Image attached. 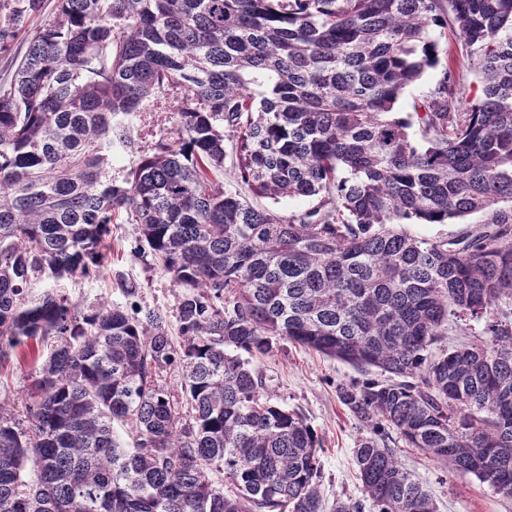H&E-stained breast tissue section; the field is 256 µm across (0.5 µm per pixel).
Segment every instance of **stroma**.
<instances>
[{
  "mask_svg": "<svg viewBox=\"0 0 512 512\" xmlns=\"http://www.w3.org/2000/svg\"><path fill=\"white\" fill-rule=\"evenodd\" d=\"M56 0H42L36 12H25L17 0H0V16L11 18L0 30V85L10 79L23 55L29 38L52 20ZM179 92L163 88L146 101L141 111L121 117L131 129V147L114 148L109 173L123 181L140 156L170 142L175 127L174 108ZM133 224H115L105 248L103 270L89 278L56 279L43 274L28 284V297L35 300L46 291H63L82 310L109 301L141 310L158 309L167 316L170 336H178L176 290L162 261L137 242ZM22 359L15 367L0 371V397L22 395L28 375L38 370L47 356L46 344L22 347ZM254 368L263 377L265 389L274 401L300 411L317 433L321 447L320 490L326 512L337 500L362 499L354 450L366 429L342 405L337 390L359 379L352 366L281 342L270 355L254 359ZM389 445L403 466L431 493L439 512H512V499L501 497L473 477H458L447 467L428 458L422 451L406 447L396 431H389Z\"/></svg>",
  "mask_w": 512,
  "mask_h": 512,
  "instance_id": "stroma-1",
  "label": "stroma"
}]
</instances>
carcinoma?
<instances>
[{
  "label": "carcinoma",
  "instance_id": "obj_1",
  "mask_svg": "<svg viewBox=\"0 0 512 512\" xmlns=\"http://www.w3.org/2000/svg\"><path fill=\"white\" fill-rule=\"evenodd\" d=\"M450 30L481 95L447 65L396 117ZM161 87L173 141L112 181L114 118ZM227 158L254 196L315 204H249L214 181ZM116 220L179 289L181 346L160 312L28 298L46 269L96 274ZM49 337L0 400V512H323L319 439L251 363L282 341L390 375L338 389L370 435L336 512H436L387 428L512 498V0H57L0 87V369ZM481 219V216L477 214L452 221L448 224H407L405 227L412 235L422 238H434L439 235L456 234L469 225L479 224ZM53 341L52 338L48 339L45 343H39L38 347L35 341L29 342V346H23L18 349L19 353L24 354L23 359L13 357L11 366L5 367L2 375H0V397L1 398H15L24 394L27 385L31 382L28 374L35 372L40 367L42 361L46 358L49 345ZM48 343V348H47ZM12 364H14V369ZM17 367V368H15Z\"/></svg>",
  "mask_w": 512,
  "mask_h": 512
}]
</instances>
